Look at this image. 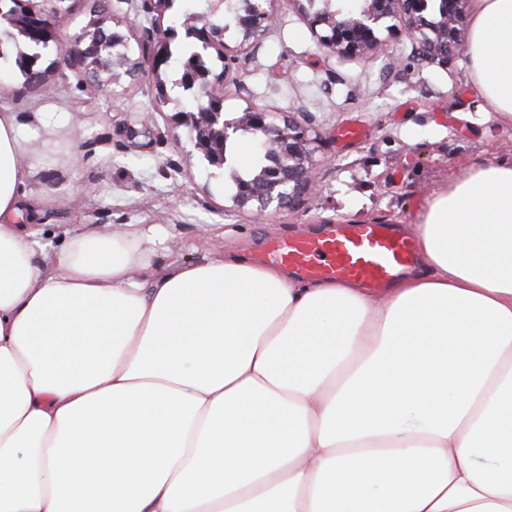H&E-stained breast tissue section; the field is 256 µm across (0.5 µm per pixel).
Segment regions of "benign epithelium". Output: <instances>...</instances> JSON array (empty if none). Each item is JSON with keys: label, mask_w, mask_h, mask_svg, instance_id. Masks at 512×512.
<instances>
[{"label": "benign epithelium", "mask_w": 512, "mask_h": 512, "mask_svg": "<svg viewBox=\"0 0 512 512\" xmlns=\"http://www.w3.org/2000/svg\"><path fill=\"white\" fill-rule=\"evenodd\" d=\"M41 10L23 7V12L6 16L9 24L22 23L43 39H54L58 33L49 21V14L58 9L63 0H43ZM298 11L308 19L312 28L320 27L317 34L320 49L329 54L355 57L367 53H379L384 41L378 34L385 18H394L398 25L393 32L409 36L421 35L418 54L427 60L446 65L464 51L459 35L462 23L463 0H441L438 15H427L428 0H355L353 11L329 12L313 10L312 0H292ZM226 7L234 16L242 34L234 52L254 53L261 39L272 25L274 14L257 3V0H228ZM64 59L71 66L89 72L98 66L89 62L86 35L78 34L64 43ZM199 100L224 99L223 81L219 78L204 80L198 86ZM247 123L254 127L256 145L267 154L269 164L257 181L244 182L239 186L234 203L244 208L252 207L257 218L266 216L271 209L291 208L312 187L314 182L313 155L318 148L319 135L297 120L281 122L280 113L263 108H253L245 113ZM238 125L224 117L219 109L208 115V133L213 142H226L236 132Z\"/></svg>", "instance_id": "1"}]
</instances>
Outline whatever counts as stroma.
<instances>
[{"instance_id": "35a3bbf8", "label": "stroma", "mask_w": 512, "mask_h": 512, "mask_svg": "<svg viewBox=\"0 0 512 512\" xmlns=\"http://www.w3.org/2000/svg\"><path fill=\"white\" fill-rule=\"evenodd\" d=\"M203 7L202 0H170L159 13L153 0H113L102 12L95 0H64L50 20L64 40L103 21L146 56L166 28ZM271 9L275 23L257 53L238 55L224 74V114L239 119L261 107L320 134L316 187L295 209L257 220L234 205L224 191L229 172L209 167L190 129L172 125L175 113L197 109L175 85V64L122 78L110 94L48 48L39 55L45 79L38 86L25 83L14 63L0 62V108L15 113L28 148L24 223L38 225L55 246L86 224H158L183 261L230 246L260 257L272 241L336 223L383 222L412 233L442 180L512 154V125L484 111L466 81L465 56L432 64L404 35L387 37L380 55L329 56L288 0H273ZM136 113L151 118L144 149L123 132Z\"/></svg>"}]
</instances>
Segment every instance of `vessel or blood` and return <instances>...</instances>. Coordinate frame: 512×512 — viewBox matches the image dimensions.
<instances>
[{"label": "vessel or blood", "instance_id": "obj_1", "mask_svg": "<svg viewBox=\"0 0 512 512\" xmlns=\"http://www.w3.org/2000/svg\"><path fill=\"white\" fill-rule=\"evenodd\" d=\"M275 260L297 272L325 280L356 279L383 288L409 263L414 245L382 224H348L318 238L280 240Z\"/></svg>", "mask_w": 512, "mask_h": 512}]
</instances>
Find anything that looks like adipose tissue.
Instances as JSON below:
<instances>
[{"instance_id":"1","label":"adipose tissue","mask_w":512,"mask_h":512,"mask_svg":"<svg viewBox=\"0 0 512 512\" xmlns=\"http://www.w3.org/2000/svg\"><path fill=\"white\" fill-rule=\"evenodd\" d=\"M467 77L512 125V0H470ZM0 112V512H512V156L451 175L381 294L164 229L47 252L14 223Z\"/></svg>"}]
</instances>
